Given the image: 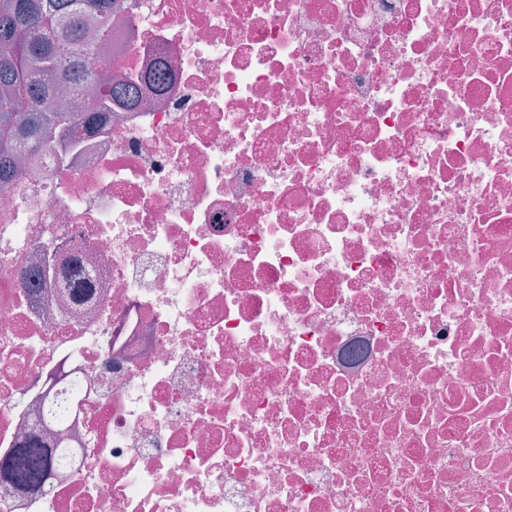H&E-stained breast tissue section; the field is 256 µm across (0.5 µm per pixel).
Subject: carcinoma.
I'll return each mask as SVG.
<instances>
[{"instance_id":"carcinoma-1","label":"carcinoma","mask_w":512,"mask_h":512,"mask_svg":"<svg viewBox=\"0 0 512 512\" xmlns=\"http://www.w3.org/2000/svg\"><path fill=\"white\" fill-rule=\"evenodd\" d=\"M113 7L114 0H0V185L15 173L26 142L53 139L63 149L73 143L74 121L51 108L56 89L45 78L62 61L73 60L72 71L62 74L66 83L95 77L106 85L84 111L102 110L114 98L135 99L136 88L112 77L108 64L88 71L73 57L77 51L94 53L97 42L112 41ZM54 464L53 456L32 443L0 468L18 485L40 486Z\"/></svg>"}]
</instances>
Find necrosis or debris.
Here are the masks:
<instances>
[{
  "instance_id": "4bbe7bcc",
  "label": "necrosis or debris",
  "mask_w": 512,
  "mask_h": 512,
  "mask_svg": "<svg viewBox=\"0 0 512 512\" xmlns=\"http://www.w3.org/2000/svg\"><path fill=\"white\" fill-rule=\"evenodd\" d=\"M98 56L136 100L0 186V459L67 455L0 512H512V0H115Z\"/></svg>"
}]
</instances>
